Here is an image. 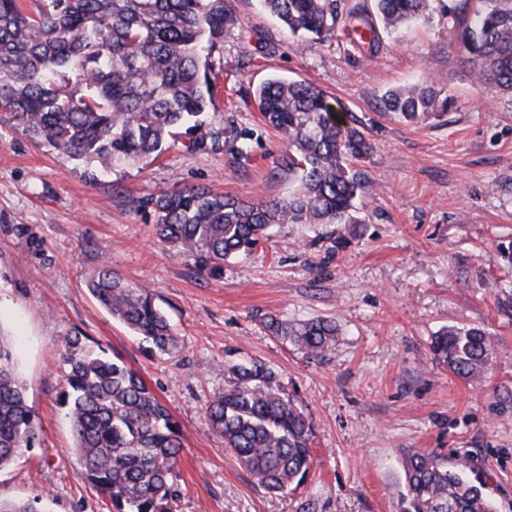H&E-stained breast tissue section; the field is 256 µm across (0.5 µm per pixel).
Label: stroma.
<instances>
[{
  "instance_id": "35a3bbf8",
  "label": "stroma",
  "mask_w": 512,
  "mask_h": 512,
  "mask_svg": "<svg viewBox=\"0 0 512 512\" xmlns=\"http://www.w3.org/2000/svg\"><path fill=\"white\" fill-rule=\"evenodd\" d=\"M236 27L212 56L219 92L190 145L90 178L0 112V328L18 341V370L40 443L0 471V498L46 495L48 512H112L78 477L61 404L62 337L115 354L175 416L184 448L178 512H400V460L409 452L467 453L498 512H512V95L478 85L458 23L440 11L364 57L343 36L297 47L258 0H233ZM273 75L321 89L373 146L359 170L372 186L360 239L335 250L337 225L286 224L271 242L224 262L221 277L173 255L154 231L148 198L190 187L243 198L287 197L281 135L266 127L255 90ZM437 83L448 109L416 123L385 111L392 88ZM253 134L234 160L236 135ZM149 286L177 347L150 344L114 320L87 287L104 258ZM326 318L339 334L312 358L259 318ZM480 326L496 346L479 380L459 378L429 350L442 327ZM255 361L310 416L314 467L284 494L269 492L224 447L204 403L229 364Z\"/></svg>"
}]
</instances>
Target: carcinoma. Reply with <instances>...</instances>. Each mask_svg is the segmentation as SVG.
<instances>
[{
  "label": "carcinoma",
  "instance_id": "cac0c4a2",
  "mask_svg": "<svg viewBox=\"0 0 512 512\" xmlns=\"http://www.w3.org/2000/svg\"><path fill=\"white\" fill-rule=\"evenodd\" d=\"M0 0V111L22 123L63 160L96 173L158 158L182 133L199 127L213 104L210 64L224 32L238 18L231 0ZM293 37L324 39L341 32L369 58L381 31L395 32L427 14L431 0H261ZM462 40L476 81L512 94V0H476ZM263 121L287 140L283 163L297 174L287 198L252 201L200 187L149 201L155 230L174 254L219 276L224 260L269 240L281 224H346L335 249L347 247L365 223L359 203L370 183L354 166L372 146L364 132L337 119L326 95L310 83L271 77L255 92ZM384 108L407 120L445 111L430 86L391 90ZM113 318L161 353L176 347L151 289L125 281L105 263L89 280ZM272 335L320 357L336 323L260 319ZM433 360L449 373L480 378L496 350L476 326H448L430 341ZM67 366L64 401L79 475L112 503V512H177L173 490L182 449L178 422L141 376L116 355L62 340ZM233 380L205 403L215 431L265 489L286 492L313 466L314 430L295 399L262 364L229 366ZM40 427L17 368L15 343L0 333V470L36 447ZM402 512H497L472 483L468 455L448 464L437 454L406 453L401 461ZM0 512H46L42 499L2 501Z\"/></svg>",
  "mask_w": 512,
  "mask_h": 512
}]
</instances>
